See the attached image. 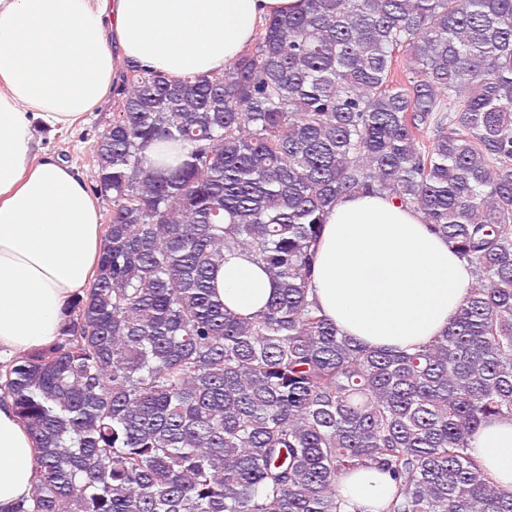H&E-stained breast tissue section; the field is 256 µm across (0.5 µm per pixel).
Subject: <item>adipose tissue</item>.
Returning <instances> with one entry per match:
<instances>
[{
    "instance_id": "ef3b65f1",
    "label": "adipose tissue",
    "mask_w": 512,
    "mask_h": 512,
    "mask_svg": "<svg viewBox=\"0 0 512 512\" xmlns=\"http://www.w3.org/2000/svg\"><path fill=\"white\" fill-rule=\"evenodd\" d=\"M305 0H0V354L52 344L72 297L103 250L96 200L73 169L37 159L38 130L73 126L103 102L124 61L175 77L223 70L259 25ZM471 272L420 212L382 194L330 207L316 246L311 290L347 336L375 350L431 341L457 314ZM225 306L262 310L274 291L247 254L215 274ZM485 470L512 490V421L490 419L469 440ZM35 444L0 404V504L27 496ZM396 485L362 467L340 492L359 512H382Z\"/></svg>"
}]
</instances>
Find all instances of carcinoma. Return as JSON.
<instances>
[{
	"mask_svg": "<svg viewBox=\"0 0 512 512\" xmlns=\"http://www.w3.org/2000/svg\"><path fill=\"white\" fill-rule=\"evenodd\" d=\"M232 65L129 61L92 146L104 247L51 345L0 365L36 445L0 512H512L471 455L512 420V0H305ZM159 148V158L147 154ZM385 193L473 269L448 328L373 350L310 299L328 208ZM248 252L275 283L251 316L212 279ZM395 491V482L389 474L374 467L359 468L341 480L342 496L361 512H380Z\"/></svg>",
	"mask_w": 512,
	"mask_h": 512,
	"instance_id": "cac0c4a2",
	"label": "carcinoma"
}]
</instances>
